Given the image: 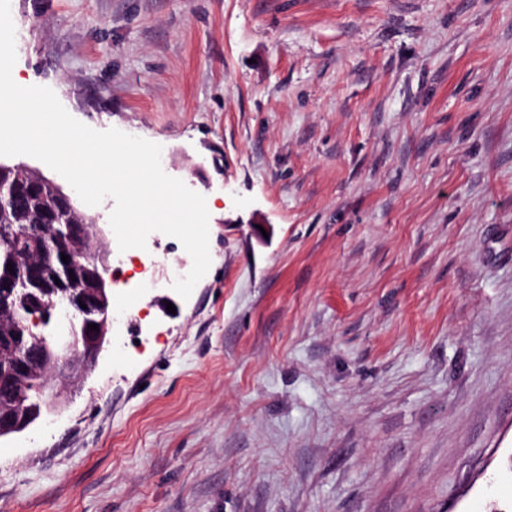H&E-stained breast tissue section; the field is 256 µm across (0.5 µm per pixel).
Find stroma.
I'll return each instance as SVG.
<instances>
[{
    "label": "stroma",
    "instance_id": "stroma-1",
    "mask_svg": "<svg viewBox=\"0 0 512 512\" xmlns=\"http://www.w3.org/2000/svg\"><path fill=\"white\" fill-rule=\"evenodd\" d=\"M12 75L161 145L96 368L0 439V512H512V0H11ZM175 313H168V306ZM141 269L136 274L138 277L133 280L134 276L123 281L125 288H129L130 293H137L145 288H153L157 284L155 277V261L151 255L144 253L140 258Z\"/></svg>",
    "mask_w": 512,
    "mask_h": 512
}]
</instances>
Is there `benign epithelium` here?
<instances>
[{"label":"benign epithelium","mask_w":512,"mask_h":512,"mask_svg":"<svg viewBox=\"0 0 512 512\" xmlns=\"http://www.w3.org/2000/svg\"><path fill=\"white\" fill-rule=\"evenodd\" d=\"M51 188L55 213L69 223L35 224L37 233L13 248L11 274L0 279V337L6 339L0 344V367L7 371L0 394V438L40 418V409L27 406L31 389H38L41 402L51 407L61 395L56 379L76 384L95 367L115 322L105 278L109 243L99 225L76 218L70 194L54 183ZM63 251L69 255L66 263L59 259ZM25 308L31 325L52 336V345L16 348L13 339L22 331L19 310Z\"/></svg>","instance_id":"1"}]
</instances>
